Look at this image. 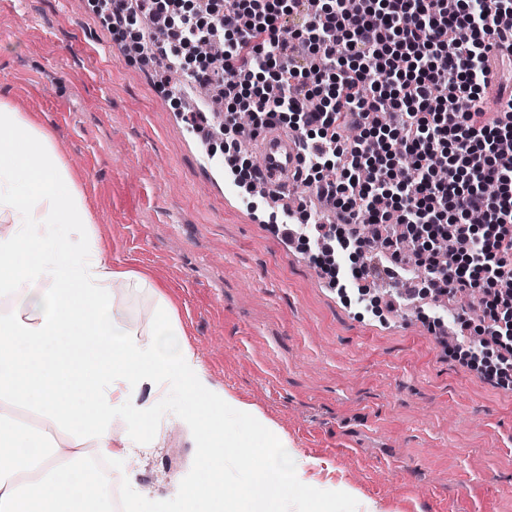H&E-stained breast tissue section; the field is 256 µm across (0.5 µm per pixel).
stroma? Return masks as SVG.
I'll return each instance as SVG.
<instances>
[{
    "label": "stroma",
    "instance_id": "35a3bbf8",
    "mask_svg": "<svg viewBox=\"0 0 512 512\" xmlns=\"http://www.w3.org/2000/svg\"><path fill=\"white\" fill-rule=\"evenodd\" d=\"M101 2L0 0V96L51 131L113 261L175 290L212 382L282 428L320 483L379 512H512V383L459 354L458 314L478 309L390 282L325 287L303 245L285 248L234 183L212 185L224 133L199 146L175 119L193 80L174 71L176 94L161 90ZM166 441L137 474L160 497L198 462L178 425Z\"/></svg>",
    "mask_w": 512,
    "mask_h": 512
}]
</instances>
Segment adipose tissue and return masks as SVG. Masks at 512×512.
Segmentation results:
<instances>
[{
    "mask_svg": "<svg viewBox=\"0 0 512 512\" xmlns=\"http://www.w3.org/2000/svg\"><path fill=\"white\" fill-rule=\"evenodd\" d=\"M0 223V512H113L96 453L123 477L124 512H170L146 499L132 466L159 444L169 424L159 409L176 393L199 450L195 478L177 487L184 512H332L333 499L356 498L325 490L284 431L211 383L176 295L113 264L52 134L3 98ZM120 290L152 301L153 338L131 325ZM228 448L238 477L221 483Z\"/></svg>",
    "mask_w": 512,
    "mask_h": 512,
    "instance_id": "ef3b65f1",
    "label": "adipose tissue"
}]
</instances>
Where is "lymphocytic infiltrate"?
Listing matches in <instances>:
<instances>
[{"mask_svg":"<svg viewBox=\"0 0 512 512\" xmlns=\"http://www.w3.org/2000/svg\"><path fill=\"white\" fill-rule=\"evenodd\" d=\"M168 5L112 0L109 17L131 30ZM163 30L175 69L222 45L193 78L220 87L230 115L299 134L305 181L343 230L331 249L310 215L273 216L284 237L319 247L346 283L412 269L435 294L479 299L485 336L512 355V95L508 110L485 106L512 0H198Z\"/></svg>","mask_w":512,"mask_h":512,"instance_id":"lymphocytic-infiltrate-1","label":"lymphocytic infiltrate"}]
</instances>
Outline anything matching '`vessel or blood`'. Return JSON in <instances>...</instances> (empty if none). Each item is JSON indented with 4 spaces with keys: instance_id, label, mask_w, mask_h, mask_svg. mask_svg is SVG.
Returning <instances> with one entry per match:
<instances>
[{
    "instance_id": "vessel-or-blood-1",
    "label": "vessel or blood",
    "mask_w": 512,
    "mask_h": 512,
    "mask_svg": "<svg viewBox=\"0 0 512 512\" xmlns=\"http://www.w3.org/2000/svg\"><path fill=\"white\" fill-rule=\"evenodd\" d=\"M254 143L266 187L286 191L302 169V152L296 136L283 128L268 126L258 130Z\"/></svg>"
}]
</instances>
